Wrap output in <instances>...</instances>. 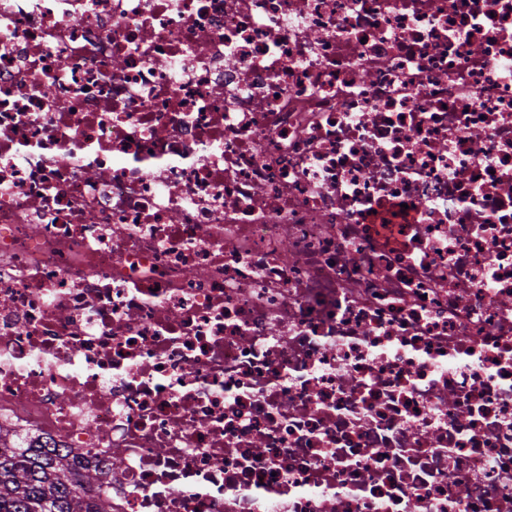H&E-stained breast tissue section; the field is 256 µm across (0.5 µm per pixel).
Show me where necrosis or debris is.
I'll return each mask as SVG.
<instances>
[{
    "label": "necrosis or debris",
    "mask_w": 512,
    "mask_h": 512,
    "mask_svg": "<svg viewBox=\"0 0 512 512\" xmlns=\"http://www.w3.org/2000/svg\"><path fill=\"white\" fill-rule=\"evenodd\" d=\"M0 425L112 512H512V0H0Z\"/></svg>",
    "instance_id": "necrosis-or-debris-1"
}]
</instances>
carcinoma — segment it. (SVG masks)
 I'll return each mask as SVG.
<instances>
[{
    "instance_id": "cac0c4a2",
    "label": "carcinoma",
    "mask_w": 512,
    "mask_h": 512,
    "mask_svg": "<svg viewBox=\"0 0 512 512\" xmlns=\"http://www.w3.org/2000/svg\"><path fill=\"white\" fill-rule=\"evenodd\" d=\"M0 427V512H112L90 493L95 470L80 469L61 448H13Z\"/></svg>"
}]
</instances>
